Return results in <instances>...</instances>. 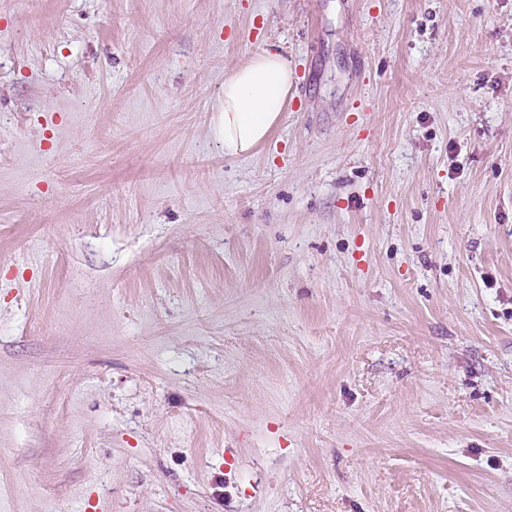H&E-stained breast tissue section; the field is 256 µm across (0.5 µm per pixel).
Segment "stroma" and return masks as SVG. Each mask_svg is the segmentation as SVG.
Wrapping results in <instances>:
<instances>
[{"instance_id":"stroma-1","label":"stroma","mask_w":512,"mask_h":512,"mask_svg":"<svg viewBox=\"0 0 512 512\" xmlns=\"http://www.w3.org/2000/svg\"><path fill=\"white\" fill-rule=\"evenodd\" d=\"M0 512H512V0H0ZM292 76L280 50L264 49L224 78L214 132L225 154H248L267 140L285 112Z\"/></svg>"}]
</instances>
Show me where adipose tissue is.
I'll return each mask as SVG.
<instances>
[{"instance_id":"1","label":"adipose tissue","mask_w":512,"mask_h":512,"mask_svg":"<svg viewBox=\"0 0 512 512\" xmlns=\"http://www.w3.org/2000/svg\"><path fill=\"white\" fill-rule=\"evenodd\" d=\"M292 76L286 56L266 49L225 77L214 128L225 154H247L267 140L286 109Z\"/></svg>"}]
</instances>
